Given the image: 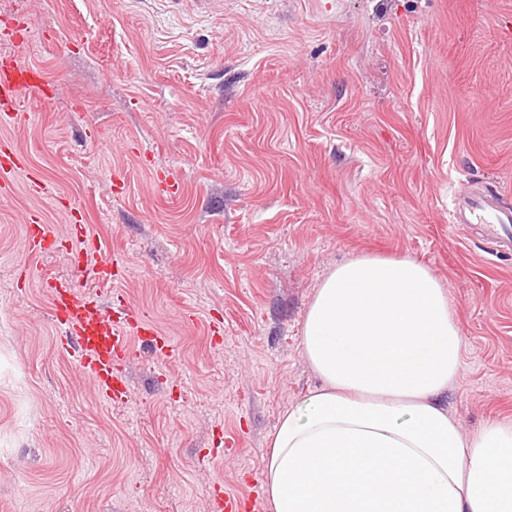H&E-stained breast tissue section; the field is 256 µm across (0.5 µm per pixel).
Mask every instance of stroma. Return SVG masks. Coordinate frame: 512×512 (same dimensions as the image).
<instances>
[{"label": "stroma", "mask_w": 512, "mask_h": 512, "mask_svg": "<svg viewBox=\"0 0 512 512\" xmlns=\"http://www.w3.org/2000/svg\"><path fill=\"white\" fill-rule=\"evenodd\" d=\"M2 54L55 96L0 126L29 170L0 191V512H220V488L270 512L271 439L320 384L308 307L360 253L433 270L461 328L442 404L467 435L512 424V260L448 214L475 182L512 206V0H0ZM35 213L61 243L49 275L175 343L159 361L133 341L123 401L21 276ZM77 221L121 280L73 268Z\"/></svg>", "instance_id": "obj_1"}]
</instances>
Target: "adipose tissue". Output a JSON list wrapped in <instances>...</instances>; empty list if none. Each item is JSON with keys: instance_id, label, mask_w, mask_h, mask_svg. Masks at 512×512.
I'll list each match as a JSON object with an SVG mask.
<instances>
[{"instance_id": "adipose-tissue-1", "label": "adipose tissue", "mask_w": 512, "mask_h": 512, "mask_svg": "<svg viewBox=\"0 0 512 512\" xmlns=\"http://www.w3.org/2000/svg\"><path fill=\"white\" fill-rule=\"evenodd\" d=\"M460 345L425 264L358 254L330 269L302 328L321 384L273 436L272 512H512V425L467 436L440 404Z\"/></svg>"}]
</instances>
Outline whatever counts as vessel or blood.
<instances>
[{
	"label": "vessel or blood",
	"instance_id": "b4317fda",
	"mask_svg": "<svg viewBox=\"0 0 512 512\" xmlns=\"http://www.w3.org/2000/svg\"><path fill=\"white\" fill-rule=\"evenodd\" d=\"M47 84L32 67L19 57L0 58V125H16L26 121L21 105L28 100L49 101ZM24 167L23 158L9 145L0 146V186L10 187L15 175ZM450 221L454 224L479 225L483 240L496 255L512 254V207L493 191L458 193L453 197ZM29 256L41 257L54 250L57 238L49 225L31 221L26 226ZM83 225L73 227L72 254L75 265L87 277L113 279L114 261L102 257L89 261L81 246ZM50 300L53 318L60 330V347L74 357L79 368L96 385L102 399L112 403L125 398L128 378L125 366L133 351L132 339L148 342L154 354L168 358L173 345L161 336L142 313L129 305L112 303L102 306L81 295L70 283L49 276L41 277Z\"/></svg>",
	"mask_w": 512,
	"mask_h": 512
}]
</instances>
